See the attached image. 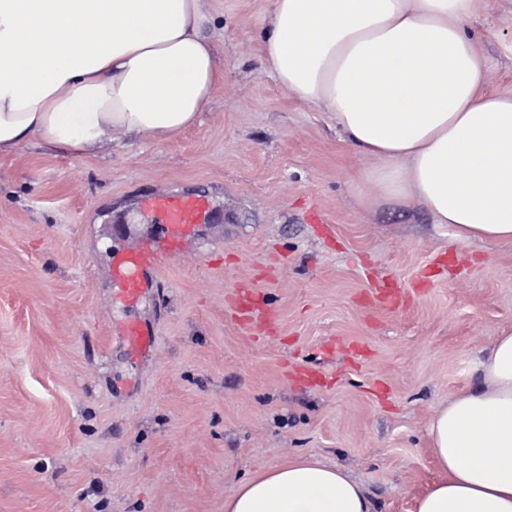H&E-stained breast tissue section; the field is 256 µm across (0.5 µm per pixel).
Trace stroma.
Wrapping results in <instances>:
<instances>
[{"label":"stroma","instance_id":"1","mask_svg":"<svg viewBox=\"0 0 512 512\" xmlns=\"http://www.w3.org/2000/svg\"><path fill=\"white\" fill-rule=\"evenodd\" d=\"M269 4L210 0L224 80L175 139L0 156V512H224L299 453L346 468L377 512H410L436 477L426 427L512 326V249L360 203V159L261 65ZM472 29L489 89L512 92V0ZM170 195L207 215L128 300L115 271L162 247L149 202ZM389 280L403 304L382 311Z\"/></svg>","mask_w":512,"mask_h":512}]
</instances>
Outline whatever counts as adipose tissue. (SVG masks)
Listing matches in <instances>:
<instances>
[{
	"label": "adipose tissue",
	"mask_w": 512,
	"mask_h": 512,
	"mask_svg": "<svg viewBox=\"0 0 512 512\" xmlns=\"http://www.w3.org/2000/svg\"><path fill=\"white\" fill-rule=\"evenodd\" d=\"M209 0H0V155L38 140L88 153L114 133L165 142L222 78ZM490 0H271L262 65L326 112L363 160L368 207L417 205L456 241L512 246V93L469 35ZM426 429L438 476L412 512H512V327ZM224 512H376L364 483L294 455L238 483Z\"/></svg>",
	"instance_id": "1"
}]
</instances>
